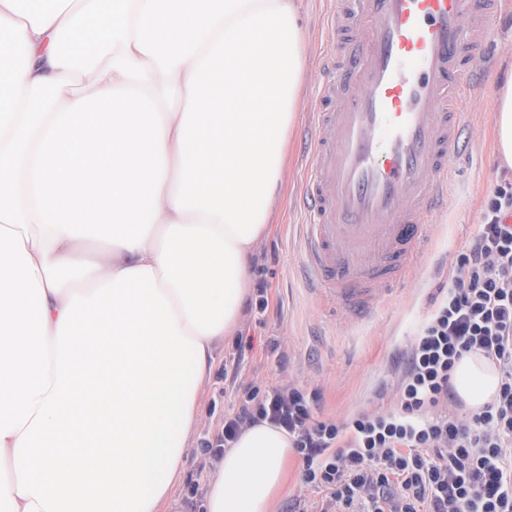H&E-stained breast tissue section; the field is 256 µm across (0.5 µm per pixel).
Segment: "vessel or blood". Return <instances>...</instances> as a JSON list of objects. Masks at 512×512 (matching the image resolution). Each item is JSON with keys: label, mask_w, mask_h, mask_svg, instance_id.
Returning a JSON list of instances; mask_svg holds the SVG:
<instances>
[{"label": "vessel or blood", "mask_w": 512, "mask_h": 512, "mask_svg": "<svg viewBox=\"0 0 512 512\" xmlns=\"http://www.w3.org/2000/svg\"><path fill=\"white\" fill-rule=\"evenodd\" d=\"M500 0H332L307 138L301 251L317 300L370 315L417 265L471 154L467 102L500 37Z\"/></svg>", "instance_id": "obj_1"}]
</instances>
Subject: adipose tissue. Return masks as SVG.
Returning <instances> with one entry per match:
<instances>
[{
	"label": "adipose tissue",
	"instance_id": "adipose-tissue-1",
	"mask_svg": "<svg viewBox=\"0 0 512 512\" xmlns=\"http://www.w3.org/2000/svg\"><path fill=\"white\" fill-rule=\"evenodd\" d=\"M112 21L85 55L77 20ZM0 512H180L305 68L297 0H0ZM471 409L499 375L465 357ZM288 435L242 430L204 512H268Z\"/></svg>",
	"mask_w": 512,
	"mask_h": 512
}]
</instances>
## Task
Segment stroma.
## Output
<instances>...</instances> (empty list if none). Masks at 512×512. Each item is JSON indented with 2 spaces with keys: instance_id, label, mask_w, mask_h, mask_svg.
I'll use <instances>...</instances> for the list:
<instances>
[{
  "instance_id": "stroma-1",
  "label": "stroma",
  "mask_w": 512,
  "mask_h": 512,
  "mask_svg": "<svg viewBox=\"0 0 512 512\" xmlns=\"http://www.w3.org/2000/svg\"><path fill=\"white\" fill-rule=\"evenodd\" d=\"M329 6L330 0H300L306 66L282 174L284 193L273 207L272 222L255 247L249 270L251 283L267 284L269 308L259 314L250 303H243L233 333L215 346L211 371L199 387L196 425L174 487L179 496L187 493V480L203 459L202 440L222 427L225 412L237 402L234 384L224 378L226 361L239 359V379L244 383L264 385L290 378L318 390L320 418L345 419L366 405L378 386L390 381L395 360L430 311L439 288L447 284L458 251L476 232L491 188L503 180L512 182V169L495 150V115L486 107L496 101L512 64V37H506L495 52L493 73L481 98L469 106L479 151L451 162V204L434 220L418 267L364 322L352 323L333 306L318 302L301 268L298 226L304 215L296 202L316 95L315 72L321 54L336 42V32L326 20Z\"/></svg>"
}]
</instances>
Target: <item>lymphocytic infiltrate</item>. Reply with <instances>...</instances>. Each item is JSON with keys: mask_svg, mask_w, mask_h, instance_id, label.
<instances>
[{"mask_svg": "<svg viewBox=\"0 0 512 512\" xmlns=\"http://www.w3.org/2000/svg\"><path fill=\"white\" fill-rule=\"evenodd\" d=\"M471 354L500 385L462 413L453 370ZM237 396L202 452L217 462L258 422L285 430L315 494L289 512H512V182L491 190L447 287L366 406L321 419L317 392L293 382L242 384Z\"/></svg>", "mask_w": 512, "mask_h": 512, "instance_id": "lymphocytic-infiltrate-1", "label": "lymphocytic infiltrate"}]
</instances>
